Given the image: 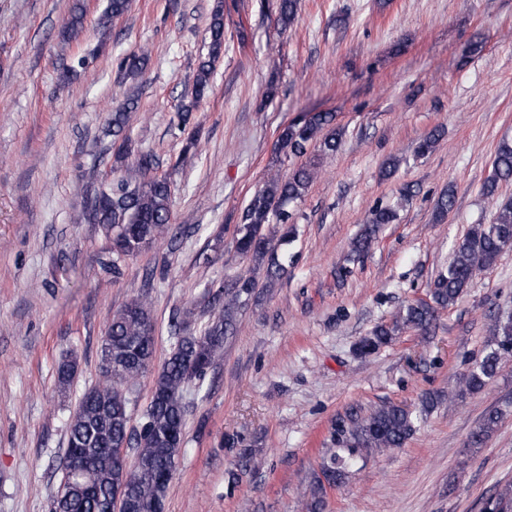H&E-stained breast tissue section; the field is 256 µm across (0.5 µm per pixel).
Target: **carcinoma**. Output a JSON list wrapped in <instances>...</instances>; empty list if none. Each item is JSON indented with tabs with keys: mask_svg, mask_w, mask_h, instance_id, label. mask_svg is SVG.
I'll list each match as a JSON object with an SVG mask.
<instances>
[{
	"mask_svg": "<svg viewBox=\"0 0 512 512\" xmlns=\"http://www.w3.org/2000/svg\"><path fill=\"white\" fill-rule=\"evenodd\" d=\"M300 0H279L278 23L284 28L294 23ZM129 0H108L102 25L128 10ZM224 50V8L217 6L210 24L207 57L198 63L194 77V103L207 93L215 64ZM149 59L141 49L123 58L130 75L139 73ZM137 108L130 99L112 116L113 140H121L118 154H128V138L123 131L129 112ZM334 115L317 112L283 124L278 129L277 149L294 156L306 153L307 146L319 144L324 155L336 153L342 131L333 126ZM158 162L150 153H140L123 169L113 173L112 188L99 195L94 189L80 216L86 224H97L112 239V272L119 262L137 256L146 241H154L171 230V176H152ZM317 176L316 165L304 164L288 176L275 174L255 191L236 229V250L241 259L264 271L266 284L273 285L288 273L283 259L272 246L285 245L293 229L288 227L290 207L300 200ZM512 178V142H502L495 154L492 174L482 186L488 198L498 184ZM397 220V208L374 207L365 227L352 241V251L365 253L383 224ZM512 248V203L501 205L490 223L478 224L455 249L448 268L441 272L429 291L428 300H417L398 311L392 324L375 327L358 346L366 355L392 341L403 328L427 330L438 310L453 304L481 270L493 265L502 252ZM257 287L251 277L220 284L208 291L214 318L197 335L182 334L178 321L170 326L173 347L156 375L150 402L142 413L139 429L130 426L131 393L152 363L155 351V323L146 298L134 299L112 314L100 346L98 381L85 389L68 417L67 449L63 479L52 500L56 512H112L117 492L125 493L136 512H161L168 487L184 442L187 386L203 382L226 341L236 335L238 317L248 306ZM512 360V314L497 317L491 327V351L465 377L460 392H476L494 378L502 365ZM77 362L66 359L56 369L60 386L71 385ZM505 411L488 412L473 433L470 445L479 447L503 419ZM417 418L392 404H384L367 416L352 414L341 429V443L347 454L336 451L324 464L325 482L345 479L350 460L375 451L400 448L414 432ZM243 440L227 436L225 445L239 449L237 466L245 470L253 462L252 451Z\"/></svg>",
	"mask_w": 512,
	"mask_h": 512,
	"instance_id": "1",
	"label": "carcinoma"
}]
</instances>
